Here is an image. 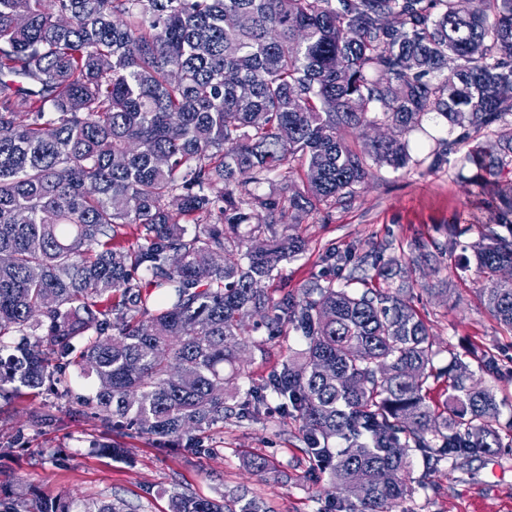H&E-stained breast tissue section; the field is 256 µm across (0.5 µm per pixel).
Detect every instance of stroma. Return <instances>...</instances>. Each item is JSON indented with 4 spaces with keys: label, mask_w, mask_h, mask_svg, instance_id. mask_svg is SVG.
I'll return each instance as SVG.
<instances>
[{
    "label": "stroma",
    "mask_w": 512,
    "mask_h": 512,
    "mask_svg": "<svg viewBox=\"0 0 512 512\" xmlns=\"http://www.w3.org/2000/svg\"><path fill=\"white\" fill-rule=\"evenodd\" d=\"M474 174L455 161L434 175L379 169L352 205L302 217L298 231L306 249L268 283V291L296 295L308 282L332 276V252L360 255L375 243L390 259L401 257L410 241L436 242L449 250L444 270L413 271L408 296L437 337L436 363L446 365L453 353L490 356L496 370L486 381L498 397L512 401V334L481 301L475 267L464 264L465 246L478 242L488 217L474 205ZM454 220L465 229L457 237L448 228ZM441 281L447 294L430 297L428 287ZM72 388L59 401L44 393L0 400L1 501L109 498L137 505L139 512H169L168 492L177 488L228 500L245 491L268 512H329L338 499L329 474L313 469L295 418L277 412L257 420L232 416L211 431L203 451H190L182 439L162 444L131 429L105 433L77 404L92 392V379H76ZM36 409L41 416L35 420ZM94 439L126 448L128 460L93 451ZM256 457L269 461L266 473L252 471ZM425 482L405 503L406 512H512V451L443 461Z\"/></svg>",
    "instance_id": "1"
}]
</instances>
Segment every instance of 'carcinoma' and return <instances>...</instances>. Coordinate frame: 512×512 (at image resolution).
<instances>
[{
	"label": "carcinoma",
	"mask_w": 512,
	"mask_h": 512,
	"mask_svg": "<svg viewBox=\"0 0 512 512\" xmlns=\"http://www.w3.org/2000/svg\"><path fill=\"white\" fill-rule=\"evenodd\" d=\"M431 117L441 135L417 158L410 135ZM376 127L392 134L348 141ZM452 155L489 213L479 296L512 332V191L491 189L512 167V0H0V399H63L71 368L95 378L81 407L103 427L190 450L274 402L344 488L336 512H406L440 461L502 447L505 402L476 374L493 359L436 367L405 298L409 270L439 255L416 241L383 263L375 246L297 296L263 283L304 250L300 215L352 203L384 166L435 172ZM261 326L299 336L301 359L247 384Z\"/></svg>",
	"instance_id": "1"
}]
</instances>
